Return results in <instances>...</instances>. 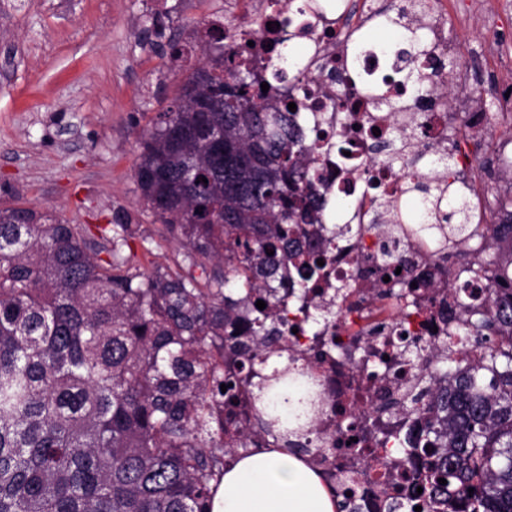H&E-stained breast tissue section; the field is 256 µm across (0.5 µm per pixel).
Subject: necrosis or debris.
Masks as SVG:
<instances>
[{
	"mask_svg": "<svg viewBox=\"0 0 512 512\" xmlns=\"http://www.w3.org/2000/svg\"><path fill=\"white\" fill-rule=\"evenodd\" d=\"M435 2L434 14L420 19L432 56L448 47L443 30L448 0ZM234 6V22L224 25V46L236 47L240 35H247L253 43L247 53L251 66L277 98L287 96L292 80L275 76L270 59L280 54L288 42L297 38L306 41L309 56L301 80L309 96L299 105L297 119L303 126L312 120L329 123L332 140L346 149L342 155L332 151L324 156L314 176V187L328 199L349 198L350 223L376 221L384 226L379 233H357L345 238L338 250L332 252L327 267L309 285L308 296L316 301L334 295L337 281L348 279L355 303L349 324L314 330L304 325L288 335L291 356L305 358L311 349L327 355L326 361L305 368L301 378L313 419L306 446L311 455L321 456L326 470L332 471L347 462L342 449L344 437L337 430L340 422H356L359 445L363 448L384 437L403 442L421 437V426L413 417L384 409L391 400L412 402L422 390L421 383L392 377L372 378V352L380 347L403 349L409 339L419 334L426 340L438 341L448 329L449 318L457 314L448 305L443 282L433 275L435 240L410 232L407 225L392 217L393 208L402 198L405 173L374 158L368 132L376 127L410 136L423 123L428 135L423 140L411 139L410 151L439 149L448 122L449 93L469 98L477 96L478 91L466 84L453 83L431 56L416 63L425 88L422 106L416 111L387 115L373 100L364 97L358 109L335 112L334 101L346 92L350 73L373 77L382 70L379 51L364 50L354 55L346 48L349 26L365 25L372 14L366 0H335L330 7L323 6L320 0H304L301 9L288 5L278 11L269 9L267 0H235ZM385 251L393 254L407 279L420 284L426 299L421 322L401 323L393 308L382 307L377 300V287L357 276L356 269L364 255L377 258Z\"/></svg>",
	"mask_w": 512,
	"mask_h": 512,
	"instance_id": "4bbe7bcc",
	"label": "necrosis or debris"
}]
</instances>
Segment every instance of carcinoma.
Masks as SVG:
<instances>
[{"mask_svg":"<svg viewBox=\"0 0 512 512\" xmlns=\"http://www.w3.org/2000/svg\"><path fill=\"white\" fill-rule=\"evenodd\" d=\"M403 28L396 62L374 80L354 77L385 110L397 107L392 84L422 90L413 64L429 45ZM246 48L194 67V95L178 87L141 142L136 183L183 250L176 268L146 271L126 252L139 231L126 214L107 228L0 208V512H211L235 449L282 438L280 417L259 410L241 431L234 408L261 397L268 376L257 368L286 355L280 269L293 267L289 288L304 292L305 274L327 259L332 240L304 228L329 206L313 190L327 132L300 128L288 103L262 92L236 62ZM219 133L228 156L209 145ZM374 148L407 170V195L430 190L413 169L423 155L409 156L405 140ZM436 212L448 245H478L463 270L490 288L479 306L448 294L462 309L454 332L440 348L417 338L406 350L431 383L428 402L406 408L424 419L429 448L371 460L412 468L407 504L389 512H512V210L500 206L488 236L471 219L470 192L450 184ZM395 271L382 269L383 296L404 317L419 313ZM255 293L262 310L249 306ZM462 331L477 354L457 348ZM240 355L244 376L224 377V360Z\"/></svg>","mask_w":512,"mask_h":512,"instance_id":"obj_1","label":"carcinoma"}]
</instances>
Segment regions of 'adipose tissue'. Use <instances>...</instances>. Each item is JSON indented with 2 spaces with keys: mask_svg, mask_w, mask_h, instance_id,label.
Here are the masks:
<instances>
[{
  "mask_svg": "<svg viewBox=\"0 0 512 512\" xmlns=\"http://www.w3.org/2000/svg\"><path fill=\"white\" fill-rule=\"evenodd\" d=\"M320 470L290 447L260 448L236 458L212 501V512H338Z\"/></svg>",
  "mask_w": 512,
  "mask_h": 512,
  "instance_id": "ef3b65f1",
  "label": "adipose tissue"
}]
</instances>
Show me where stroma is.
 I'll list each match as a JSON object with an SVG mask.
<instances>
[{"label":"stroma","instance_id":"35a3bbf8","mask_svg":"<svg viewBox=\"0 0 512 512\" xmlns=\"http://www.w3.org/2000/svg\"><path fill=\"white\" fill-rule=\"evenodd\" d=\"M225 0H0V207L25 204L72 224L128 214L155 263L174 265L175 244L143 204L134 180L140 138L170 102L186 67L146 40V31L189 36L224 14ZM497 26L449 11L445 31L467 81L490 87L480 100L486 133L467 140L485 203L512 194V74L477 63L512 47V0H483Z\"/></svg>","mask_w":512,"mask_h":512}]
</instances>
